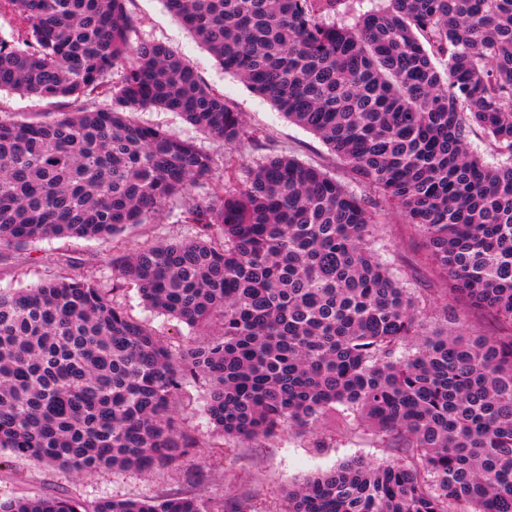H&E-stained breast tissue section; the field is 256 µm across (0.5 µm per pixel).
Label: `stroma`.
<instances>
[{"instance_id":"1","label":"stroma","mask_w":512,"mask_h":512,"mask_svg":"<svg viewBox=\"0 0 512 512\" xmlns=\"http://www.w3.org/2000/svg\"><path fill=\"white\" fill-rule=\"evenodd\" d=\"M135 20L133 41L165 44L181 53L201 80L239 112L246 127L257 138L236 146L209 136L181 115L159 108L136 113L140 123L160 128L182 140L194 142L214 160L210 179L224 181L227 161H235L238 178H245L247 166L263 158L284 154L305 163L329 165L343 176L326 145L308 130L289 122L275 106L251 91L238 77L225 73L217 59L170 13L164 0H129ZM58 105L14 91H0V118L6 120H50ZM382 221L375 232L382 257L405 272L410 287L440 291L425 259L424 238L406 224L394 203L381 200L377 208ZM190 226L174 223L169 213L127 228L108 241L84 238H54L21 248L0 250V289L29 288L55 277L60 270L94 281L99 288H112V262L141 247L161 241L191 237ZM114 300L129 315L152 328L172 349L182 350L206 343L220 334L191 330L186 324L147 308L134 286L128 285ZM207 383H187L177 400L176 413L183 430L197 441L172 466L143 474L134 470H100L83 473L49 464H37L10 453L0 454V500L21 495L63 493L85 503L103 498H134L152 501L178 490L196 494L203 501L232 499L243 512H283L286 489L316 473L361 458L376 464L392 460L389 449L381 447L368 428L347 433L327 448L312 447L308 435L291 430L275 440L244 441L217 436L205 414Z\"/></svg>"}]
</instances>
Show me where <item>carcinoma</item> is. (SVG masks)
Masks as SVG:
<instances>
[{"mask_svg":"<svg viewBox=\"0 0 512 512\" xmlns=\"http://www.w3.org/2000/svg\"><path fill=\"white\" fill-rule=\"evenodd\" d=\"M128 0H0V90L104 107L0 119V248L109 240L177 203L185 241L112 263L119 290L221 337L175 354L86 279L0 289V452L80 472H151L195 445L174 415L190 379L225 438L313 447L370 427L392 463L351 460L288 490L284 512H512V0H166L218 59L343 162L347 180L269 156L201 194L214 160L130 119L160 108L236 144L254 139L174 49L130 40ZM129 60L120 80L108 75ZM480 131L507 156L471 153ZM377 197L419 231L450 303L491 332L429 333L436 299L374 247ZM0 512H204L65 495Z\"/></svg>","mask_w":512,"mask_h":512,"instance_id":"1","label":"carcinoma"}]
</instances>
